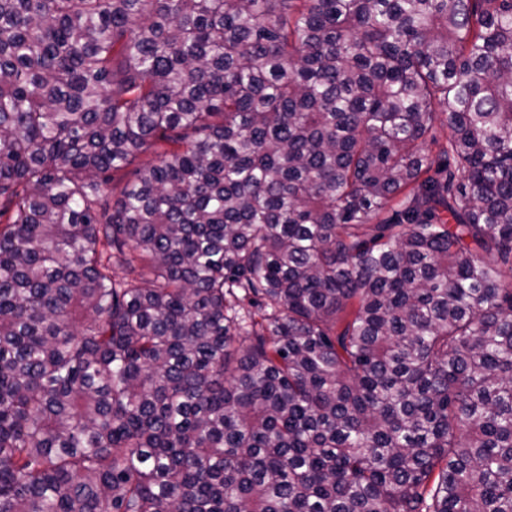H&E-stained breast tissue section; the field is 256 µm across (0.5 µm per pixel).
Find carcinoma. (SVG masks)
<instances>
[{
  "mask_svg": "<svg viewBox=\"0 0 512 512\" xmlns=\"http://www.w3.org/2000/svg\"><path fill=\"white\" fill-rule=\"evenodd\" d=\"M507 271L512 0H0V512H512Z\"/></svg>",
  "mask_w": 512,
  "mask_h": 512,
  "instance_id": "carcinoma-1",
  "label": "carcinoma"
}]
</instances>
